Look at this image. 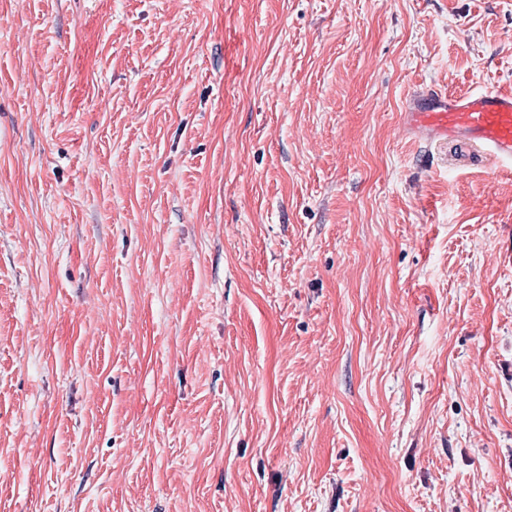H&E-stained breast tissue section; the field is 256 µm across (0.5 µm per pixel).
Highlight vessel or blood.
Masks as SVG:
<instances>
[{"instance_id":"b4317fda","label":"vessel or blood","mask_w":512,"mask_h":512,"mask_svg":"<svg viewBox=\"0 0 512 512\" xmlns=\"http://www.w3.org/2000/svg\"><path fill=\"white\" fill-rule=\"evenodd\" d=\"M404 120L416 136L469 143L495 166L512 169V91L422 94L414 99Z\"/></svg>"}]
</instances>
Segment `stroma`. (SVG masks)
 <instances>
[{
  "instance_id": "35a3bbf8",
  "label": "stroma",
  "mask_w": 512,
  "mask_h": 512,
  "mask_svg": "<svg viewBox=\"0 0 512 512\" xmlns=\"http://www.w3.org/2000/svg\"><path fill=\"white\" fill-rule=\"evenodd\" d=\"M512 0H0V512H512ZM404 120L418 137L467 142L498 168L512 169V91L422 94Z\"/></svg>"
}]
</instances>
